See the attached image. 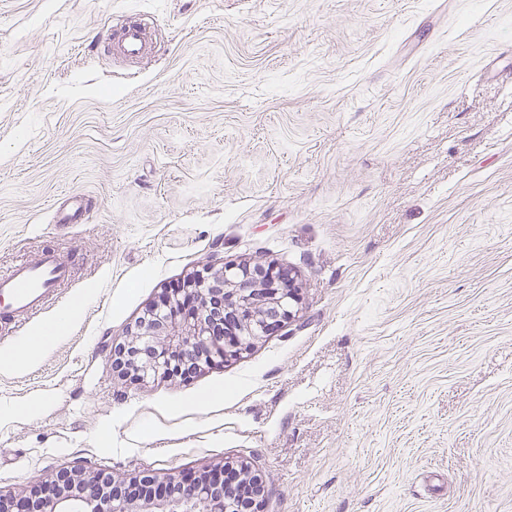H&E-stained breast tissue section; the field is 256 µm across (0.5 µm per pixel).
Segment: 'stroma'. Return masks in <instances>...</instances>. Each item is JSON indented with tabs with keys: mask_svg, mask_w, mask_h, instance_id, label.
<instances>
[{
	"mask_svg": "<svg viewBox=\"0 0 512 512\" xmlns=\"http://www.w3.org/2000/svg\"><path fill=\"white\" fill-rule=\"evenodd\" d=\"M135 16L156 57L93 51ZM46 250L56 308L91 300L0 370L45 401L0 414V492L245 457L263 512H512V0H0V272ZM243 259L292 270L295 320L116 376L163 289ZM53 214L57 224H81L86 215L77 195L68 197L61 206L54 208Z\"/></svg>",
	"mask_w": 512,
	"mask_h": 512,
	"instance_id": "1",
	"label": "stroma"
}]
</instances>
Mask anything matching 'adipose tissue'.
I'll return each instance as SVG.
<instances>
[{"mask_svg": "<svg viewBox=\"0 0 512 512\" xmlns=\"http://www.w3.org/2000/svg\"><path fill=\"white\" fill-rule=\"evenodd\" d=\"M88 296H80L60 309L50 320L36 328L17 346L0 350V370L18 367L33 361L48 346L65 336L88 303Z\"/></svg>", "mask_w": 512, "mask_h": 512, "instance_id": "ef3b65f1", "label": "adipose tissue"}]
</instances>
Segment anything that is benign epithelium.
I'll list each match as a JSON object with an SVG mask.
<instances>
[{
	"instance_id": "benign-epithelium-1",
	"label": "benign epithelium",
	"mask_w": 512,
	"mask_h": 512,
	"mask_svg": "<svg viewBox=\"0 0 512 512\" xmlns=\"http://www.w3.org/2000/svg\"><path fill=\"white\" fill-rule=\"evenodd\" d=\"M299 290L291 272L274 264L226 263L166 288L139 317L125 341L112 348V368L137 381L153 376L186 380L204 367L238 356L254 341L296 317ZM228 467L182 471L166 481L144 478L138 496L125 480L65 466L25 496L0 494V512H241L225 486ZM235 471L250 488L252 512L264 489L249 461Z\"/></svg>"
}]
</instances>
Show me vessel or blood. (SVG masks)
<instances>
[{
    "mask_svg": "<svg viewBox=\"0 0 512 512\" xmlns=\"http://www.w3.org/2000/svg\"><path fill=\"white\" fill-rule=\"evenodd\" d=\"M105 42L113 54L130 60H148L157 51L154 26L144 18L113 27ZM53 214L59 224H80L85 219V209L74 195L54 208ZM71 276L69 265L49 251L34 260L19 261L0 274V320L10 324L13 331L25 330L33 318L50 307Z\"/></svg>",
    "mask_w": 512,
    "mask_h": 512,
    "instance_id": "obj_1",
    "label": "vessel or blood"
}]
</instances>
